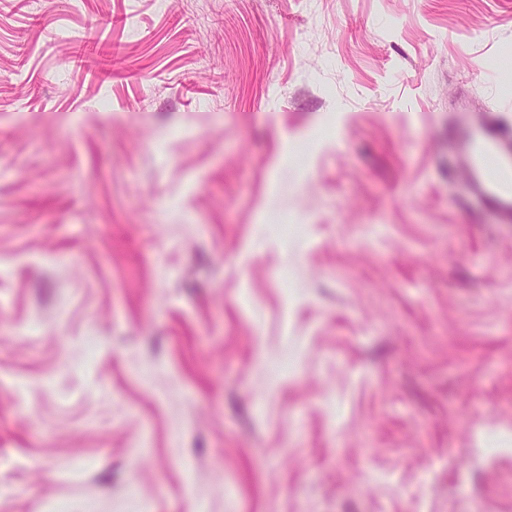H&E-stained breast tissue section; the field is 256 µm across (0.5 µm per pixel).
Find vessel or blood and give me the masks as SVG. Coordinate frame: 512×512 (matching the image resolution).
I'll use <instances>...</instances> for the list:
<instances>
[{"label": "vessel or blood", "mask_w": 512, "mask_h": 512, "mask_svg": "<svg viewBox=\"0 0 512 512\" xmlns=\"http://www.w3.org/2000/svg\"><path fill=\"white\" fill-rule=\"evenodd\" d=\"M454 165L468 173V193L503 224H512V127L494 113L448 126Z\"/></svg>", "instance_id": "obj_1"}]
</instances>
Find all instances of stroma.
Masks as SVG:
<instances>
[{
	"instance_id": "stroma-1",
	"label": "stroma",
	"mask_w": 512,
	"mask_h": 512,
	"mask_svg": "<svg viewBox=\"0 0 512 512\" xmlns=\"http://www.w3.org/2000/svg\"><path fill=\"white\" fill-rule=\"evenodd\" d=\"M464 102L512 0H0V512H512Z\"/></svg>"
}]
</instances>
